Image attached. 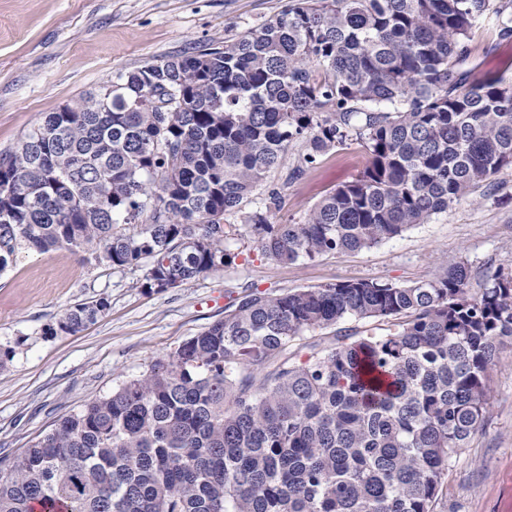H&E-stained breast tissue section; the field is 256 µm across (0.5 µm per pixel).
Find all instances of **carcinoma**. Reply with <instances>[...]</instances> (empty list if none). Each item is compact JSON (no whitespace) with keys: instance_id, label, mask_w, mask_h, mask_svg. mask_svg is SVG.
I'll return each mask as SVG.
<instances>
[{"instance_id":"1","label":"carcinoma","mask_w":512,"mask_h":512,"mask_svg":"<svg viewBox=\"0 0 512 512\" xmlns=\"http://www.w3.org/2000/svg\"><path fill=\"white\" fill-rule=\"evenodd\" d=\"M512 40V0H288L237 39L120 72L0 155V273L57 247L148 268L142 287L232 260L241 214L277 263L378 246L512 168V81L477 78L471 34ZM302 152L245 211L289 146ZM356 142L363 171L301 223L288 182ZM135 226L133 232L123 228ZM245 290L224 317L0 467V512H436L512 345V272ZM109 306L71 307L45 335ZM381 336L307 333L347 320ZM298 345L303 358L289 352ZM368 329H372L371 332L378 335L387 333L385 330L387 325L384 323L349 320L335 327L316 329L309 333L308 336H315V341L320 342L322 345H327L334 339V336L352 335Z\"/></svg>"}]
</instances>
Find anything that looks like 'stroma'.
I'll use <instances>...</instances> for the list:
<instances>
[{"label":"stroma","instance_id":"35a3bbf8","mask_svg":"<svg viewBox=\"0 0 512 512\" xmlns=\"http://www.w3.org/2000/svg\"><path fill=\"white\" fill-rule=\"evenodd\" d=\"M286 0H0V152L15 150L43 115L111 84L118 73L193 48L235 38L280 12ZM477 76L512 78V43L473 32ZM368 161L351 144L331 150L293 182L274 221H302ZM239 234L233 260L196 281L147 291L145 267L115 269L59 248L20 252L0 274V345L15 356L0 368V457L12 458L62 415L112 391L223 318L246 288L269 293L340 281H428L467 260L471 288L486 267L512 270V168L388 242L312 261L266 258L251 226L230 215ZM107 297L97 320L73 335L45 336L63 311ZM488 411L448 468L437 512H512V347L491 374Z\"/></svg>","mask_w":512,"mask_h":512}]
</instances>
